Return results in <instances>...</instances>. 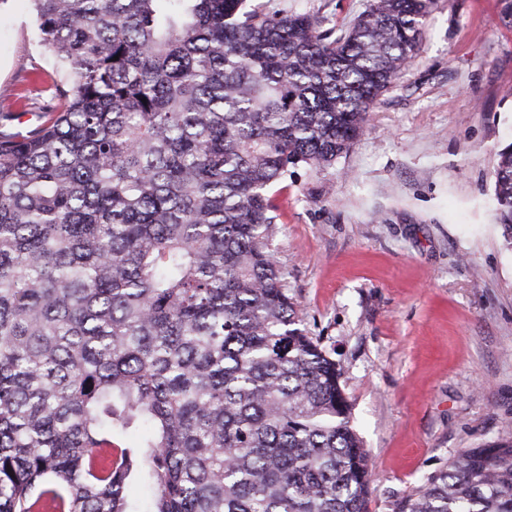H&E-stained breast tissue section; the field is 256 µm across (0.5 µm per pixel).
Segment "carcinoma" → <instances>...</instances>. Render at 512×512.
<instances>
[{"label":"carcinoma","instance_id":"cac0c4a2","mask_svg":"<svg viewBox=\"0 0 512 512\" xmlns=\"http://www.w3.org/2000/svg\"><path fill=\"white\" fill-rule=\"evenodd\" d=\"M30 2L57 69L18 95L36 126L0 125V512H365L269 190L366 132L434 0H369L338 35L246 0ZM492 177L512 247V143ZM397 512H512V435Z\"/></svg>","mask_w":512,"mask_h":512}]
</instances>
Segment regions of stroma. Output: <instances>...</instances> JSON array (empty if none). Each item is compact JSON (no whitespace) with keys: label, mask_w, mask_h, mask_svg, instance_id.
I'll return each instance as SVG.
<instances>
[{"label":"stroma","mask_w":512,"mask_h":512,"mask_svg":"<svg viewBox=\"0 0 512 512\" xmlns=\"http://www.w3.org/2000/svg\"><path fill=\"white\" fill-rule=\"evenodd\" d=\"M369 0H251L344 28ZM512 0H436L421 46L322 173L271 193L267 247L310 336L335 360L371 457L368 512L512 426V247L491 160L512 142ZM51 73L29 0H0V111Z\"/></svg>","instance_id":"35a3bbf8"}]
</instances>
